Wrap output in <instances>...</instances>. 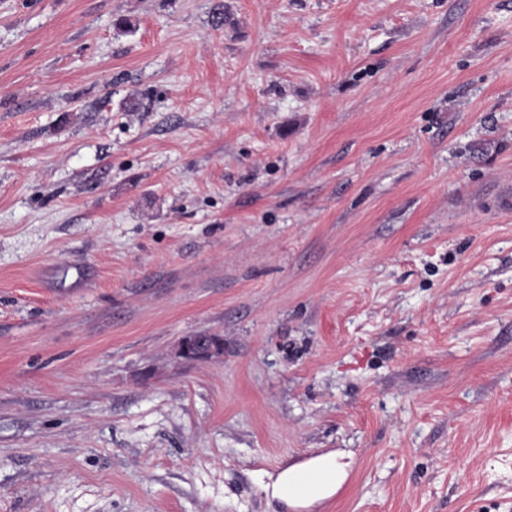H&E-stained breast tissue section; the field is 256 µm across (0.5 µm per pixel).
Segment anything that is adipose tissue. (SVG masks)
Masks as SVG:
<instances>
[{
    "label": "adipose tissue",
    "instance_id": "ef3b65f1",
    "mask_svg": "<svg viewBox=\"0 0 512 512\" xmlns=\"http://www.w3.org/2000/svg\"><path fill=\"white\" fill-rule=\"evenodd\" d=\"M350 468L344 453L329 452L284 469L271 491L288 505H313L331 497L346 481Z\"/></svg>",
    "mask_w": 512,
    "mask_h": 512
}]
</instances>
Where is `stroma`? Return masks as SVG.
Returning a JSON list of instances; mask_svg holds the SVG:
<instances>
[{
    "mask_svg": "<svg viewBox=\"0 0 512 512\" xmlns=\"http://www.w3.org/2000/svg\"><path fill=\"white\" fill-rule=\"evenodd\" d=\"M511 195L512 0H0V512H512ZM177 354L187 361L209 360L224 354V339L215 334H194L183 337ZM342 452H328L284 469L271 484L274 497L290 506H309L331 497L346 481L351 462Z\"/></svg>",
    "mask_w": 512,
    "mask_h": 512,
    "instance_id": "1",
    "label": "stroma"
}]
</instances>
